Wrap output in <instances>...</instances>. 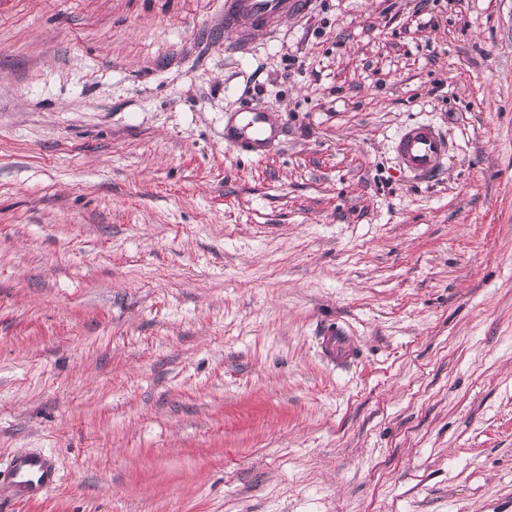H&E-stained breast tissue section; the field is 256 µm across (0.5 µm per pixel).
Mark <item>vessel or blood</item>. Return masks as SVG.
Returning a JSON list of instances; mask_svg holds the SVG:
<instances>
[{"label": "vessel or blood", "mask_w": 512, "mask_h": 512, "mask_svg": "<svg viewBox=\"0 0 512 512\" xmlns=\"http://www.w3.org/2000/svg\"><path fill=\"white\" fill-rule=\"evenodd\" d=\"M301 7L302 0H224V35L236 47H243L253 31L275 27ZM284 135L267 112L255 109L234 113L224 127L225 142L257 159L266 157ZM447 151V139L429 123L408 125L395 138V152L402 164L424 179L438 172ZM12 477L16 495L24 500L38 498L57 482L55 469L40 454L16 457Z\"/></svg>", "instance_id": "vessel-or-blood-1"}]
</instances>
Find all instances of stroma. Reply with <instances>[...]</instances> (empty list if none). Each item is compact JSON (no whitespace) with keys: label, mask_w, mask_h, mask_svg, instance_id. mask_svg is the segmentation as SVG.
Segmentation results:
<instances>
[{"label":"stroma","mask_w":512,"mask_h":512,"mask_svg":"<svg viewBox=\"0 0 512 512\" xmlns=\"http://www.w3.org/2000/svg\"><path fill=\"white\" fill-rule=\"evenodd\" d=\"M0 512H512V0H0ZM302 0H225L224 35L241 49L253 31L273 28L288 14H296ZM284 135V129L274 125L268 113L261 110L235 112L224 125V141L256 159L266 157ZM448 151V140L429 123L404 127L395 138V152L402 164L417 176L428 179L439 170ZM16 495L24 500L37 499L57 482V473L49 460L40 454H24L12 464Z\"/></svg>","instance_id":"1"}]
</instances>
